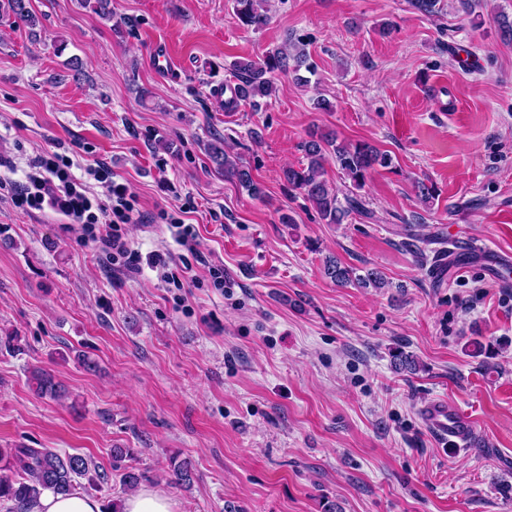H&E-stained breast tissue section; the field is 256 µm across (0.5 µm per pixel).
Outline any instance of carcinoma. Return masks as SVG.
<instances>
[{
    "mask_svg": "<svg viewBox=\"0 0 512 512\" xmlns=\"http://www.w3.org/2000/svg\"><path fill=\"white\" fill-rule=\"evenodd\" d=\"M235 14L239 22L247 27L260 29L267 24L268 17L259 9L260 0H234ZM9 8L18 15L31 30L39 23L26 0H9ZM308 54L304 47L277 49L268 53L260 62L236 61L232 64L235 82L225 91L230 96L224 99V107L230 109L245 102L258 105V100L268 98L274 84L268 75L299 71L306 63ZM305 163L284 170L283 178L288 186L300 191L328 224H341L354 211H364L362 200L347 195L339 199L338 190L325 178V163L328 159L360 189L365 185L369 171L375 167H388L391 156L378 146L369 143H346L331 133L313 132L302 144ZM207 155L215 169L224 178L233 181L249 196L260 198L262 189L254 180L250 168L232 156L229 146L216 139L207 148ZM324 274L338 285L354 280L374 288L386 286L384 278L371 271L365 276L355 275L354 269L330 258L324 266ZM35 394L40 397L58 399L62 397L61 385L44 369L34 367L29 378ZM174 483L190 486L194 472L189 462L170 460ZM90 463L81 455L61 454L51 448H0V502L11 504L8 512H25V509L43 493H71L75 491L76 479L88 475Z\"/></svg>",
    "mask_w": 512,
    "mask_h": 512,
    "instance_id": "carcinoma-1",
    "label": "carcinoma"
}]
</instances>
